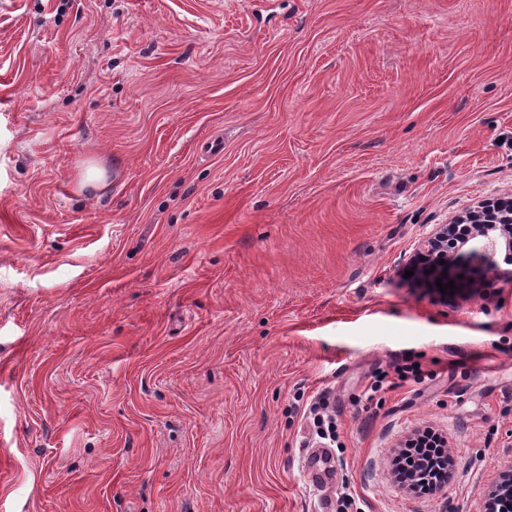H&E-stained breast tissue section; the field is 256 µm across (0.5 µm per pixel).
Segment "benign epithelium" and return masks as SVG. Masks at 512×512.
Here are the masks:
<instances>
[{"label":"benign epithelium","instance_id":"obj_1","mask_svg":"<svg viewBox=\"0 0 512 512\" xmlns=\"http://www.w3.org/2000/svg\"><path fill=\"white\" fill-rule=\"evenodd\" d=\"M465 214L472 217L471 233L460 243H455L452 234L457 224H437L435 228L422 237L410 259L409 266L415 273L421 274L431 281L441 279V283H448L444 273L458 267L460 261L474 250L470 243H481L483 251L493 255L498 252L508 256L509 266L502 267L497 263L489 267V272L500 278L512 282V220L506 224L497 221H488L483 218L479 208L468 209ZM445 264H440V261Z\"/></svg>","mask_w":512,"mask_h":512}]
</instances>
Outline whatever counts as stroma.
<instances>
[{
	"label": "stroma",
	"instance_id": "35a3bbf8",
	"mask_svg": "<svg viewBox=\"0 0 512 512\" xmlns=\"http://www.w3.org/2000/svg\"><path fill=\"white\" fill-rule=\"evenodd\" d=\"M507 194L512 0H0V512H484L512 282L405 270ZM451 457L442 436L425 430L392 460L395 478L413 492L429 494L448 480Z\"/></svg>",
	"mask_w": 512,
	"mask_h": 512
}]
</instances>
